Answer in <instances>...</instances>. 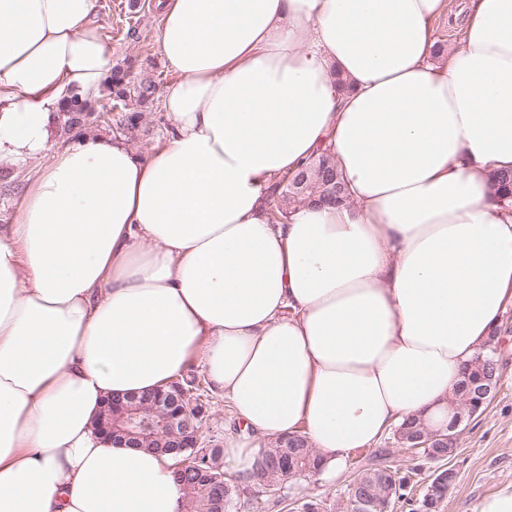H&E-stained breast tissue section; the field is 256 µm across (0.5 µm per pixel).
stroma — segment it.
<instances>
[{"mask_svg":"<svg viewBox=\"0 0 512 512\" xmlns=\"http://www.w3.org/2000/svg\"><path fill=\"white\" fill-rule=\"evenodd\" d=\"M96 0L101 33L112 47V62L125 65L134 62L137 77L156 81L159 94H166L178 77L163 63L158 33L160 15L156 0ZM100 110L91 115L85 128H71L58 121L55 147H63L91 130L127 138L139 152L148 153L159 144L172 127L161 102L145 108L138 129L124 126L123 112L106 111V99H99ZM33 175L32 169H16L0 165V233L7 232L14 220ZM497 357L500 381L482 413L460 427L457 447L446 461L455 469L457 482L448 495L444 512H471L473 504L483 495L512 486V302L507 303L499 321ZM237 424L229 405L219 397H211L202 419L201 445L223 447L225 439L236 435ZM399 470L419 467V485H426L438 464L427 461L415 450L398 443L393 434H386L367 448L350 451L343 472L335 481L319 476H303L289 491L290 499L309 498L322 506V512H342L350 485L373 459Z\"/></svg>","mask_w":512,"mask_h":512,"instance_id":"1","label":"stroma"}]
</instances>
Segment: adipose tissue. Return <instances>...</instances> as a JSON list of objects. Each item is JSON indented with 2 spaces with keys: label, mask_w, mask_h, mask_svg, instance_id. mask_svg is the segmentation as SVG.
Returning <instances> with one entry per match:
<instances>
[{
  "label": "adipose tissue",
  "mask_w": 512,
  "mask_h": 512,
  "mask_svg": "<svg viewBox=\"0 0 512 512\" xmlns=\"http://www.w3.org/2000/svg\"><path fill=\"white\" fill-rule=\"evenodd\" d=\"M157 0L173 128L140 156L98 100L96 0H0V163L37 175L0 234V512H178L169 454L93 420L198 362L245 432L297 430L333 479L408 418L445 423L512 296V0ZM347 188L271 223L320 152Z\"/></svg>",
  "instance_id": "ef3b65f1"
}]
</instances>
